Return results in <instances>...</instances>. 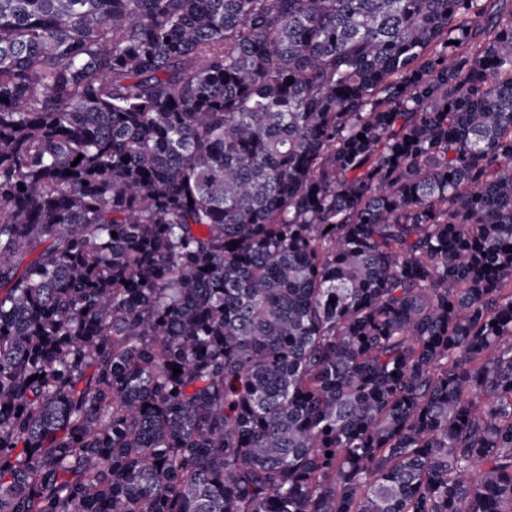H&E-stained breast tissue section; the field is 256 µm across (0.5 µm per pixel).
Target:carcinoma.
I'll return each mask as SVG.
<instances>
[{"mask_svg": "<svg viewBox=\"0 0 512 512\" xmlns=\"http://www.w3.org/2000/svg\"><path fill=\"white\" fill-rule=\"evenodd\" d=\"M0 512H512V0H0Z\"/></svg>", "mask_w": 512, "mask_h": 512, "instance_id": "cac0c4a2", "label": "carcinoma"}]
</instances>
